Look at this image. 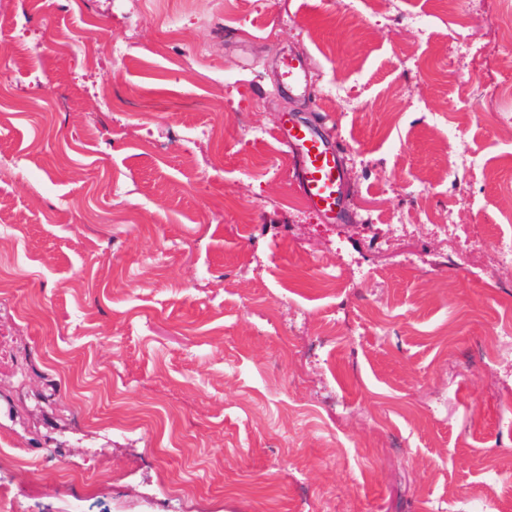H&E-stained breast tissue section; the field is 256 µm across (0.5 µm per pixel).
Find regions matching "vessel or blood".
<instances>
[{
  "label": "vessel or blood",
  "mask_w": 512,
  "mask_h": 512,
  "mask_svg": "<svg viewBox=\"0 0 512 512\" xmlns=\"http://www.w3.org/2000/svg\"><path fill=\"white\" fill-rule=\"evenodd\" d=\"M283 76L289 86L307 87V70L301 62L288 57L282 61ZM288 147L298 162V180L306 200L327 215L341 211L342 179L339 152L316 127L289 122L286 129Z\"/></svg>",
  "instance_id": "obj_1"
}]
</instances>
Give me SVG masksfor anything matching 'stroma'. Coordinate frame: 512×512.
<instances>
[{
    "instance_id": "obj_1",
    "label": "stroma",
    "mask_w": 512,
    "mask_h": 512,
    "mask_svg": "<svg viewBox=\"0 0 512 512\" xmlns=\"http://www.w3.org/2000/svg\"><path fill=\"white\" fill-rule=\"evenodd\" d=\"M502 4L0 0L17 512H499ZM287 116L333 127L342 216L302 196ZM283 77L288 80V85L298 90L307 89V69L304 64L293 57L282 60Z\"/></svg>"
}]
</instances>
